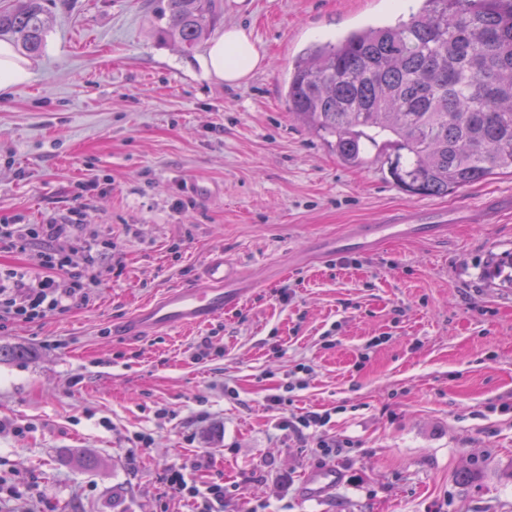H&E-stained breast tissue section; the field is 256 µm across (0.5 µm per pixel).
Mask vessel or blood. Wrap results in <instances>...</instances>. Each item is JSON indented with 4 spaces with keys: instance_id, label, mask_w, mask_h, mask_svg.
I'll return each instance as SVG.
<instances>
[{
    "instance_id": "1",
    "label": "vessel or blood",
    "mask_w": 512,
    "mask_h": 512,
    "mask_svg": "<svg viewBox=\"0 0 512 512\" xmlns=\"http://www.w3.org/2000/svg\"><path fill=\"white\" fill-rule=\"evenodd\" d=\"M505 211L512 212L510 194L459 206L447 218L435 221L427 220L419 211L409 210L396 218L394 225L407 238L436 237L447 224H493ZM381 232V226L376 224L357 225L348 237L330 239L326 248L337 252L349 245L368 251L379 244ZM254 286V280L238 264L226 261L223 254H215L202 266L196 284L168 289L158 300L139 308L122 331L128 336H144L208 324L238 306Z\"/></svg>"
}]
</instances>
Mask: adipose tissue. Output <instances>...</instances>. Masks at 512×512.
Here are the masks:
<instances>
[{"label":"adipose tissue","mask_w":512,"mask_h":512,"mask_svg":"<svg viewBox=\"0 0 512 512\" xmlns=\"http://www.w3.org/2000/svg\"><path fill=\"white\" fill-rule=\"evenodd\" d=\"M267 64L251 33L236 25L225 27L202 58L205 73L228 85H239Z\"/></svg>","instance_id":"ef3b65f1"}]
</instances>
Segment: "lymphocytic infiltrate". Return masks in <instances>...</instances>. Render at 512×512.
Here are the masks:
<instances>
[{
	"instance_id": "1",
	"label": "lymphocytic infiltrate",
	"mask_w": 512,
	"mask_h": 512,
	"mask_svg": "<svg viewBox=\"0 0 512 512\" xmlns=\"http://www.w3.org/2000/svg\"><path fill=\"white\" fill-rule=\"evenodd\" d=\"M82 227L81 213L67 220L42 224H0V250L36 239L44 243L40 264L34 268L0 272V317L34 322L87 302L95 281L90 260L79 250H57L60 241L74 239Z\"/></svg>"
}]
</instances>
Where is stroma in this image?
Listing matches in <instances>:
<instances>
[{
  "mask_svg": "<svg viewBox=\"0 0 512 512\" xmlns=\"http://www.w3.org/2000/svg\"><path fill=\"white\" fill-rule=\"evenodd\" d=\"M222 2L221 26L268 60L243 85L204 75L206 44L162 36V0H44L32 77L0 95V224L85 208L98 275L87 304L0 324V344L33 353L0 363V421L24 429L0 432V512H194L175 471L223 484L215 512H512V214L314 254L353 224L512 194L507 174L408 194L382 162L341 164L288 110L299 52L418 0ZM189 180L206 195L187 196ZM216 251L256 279L240 306L113 335ZM304 411L329 413L339 448L282 427ZM328 467L335 485L307 495Z\"/></svg>",
  "mask_w": 512,
  "mask_h": 512,
  "instance_id": "35a3bbf8",
  "label": "stroma"
}]
</instances>
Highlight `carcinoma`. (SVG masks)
<instances>
[{"label": "carcinoma", "instance_id": "1", "mask_svg": "<svg viewBox=\"0 0 512 512\" xmlns=\"http://www.w3.org/2000/svg\"><path fill=\"white\" fill-rule=\"evenodd\" d=\"M43 0L0 9V39L24 56L45 45ZM221 0H167L164 35L190 51L221 19ZM394 25L317 42L294 59L288 109L345 166L377 149L412 195L512 175V0H420Z\"/></svg>", "mask_w": 512, "mask_h": 512}]
</instances>
